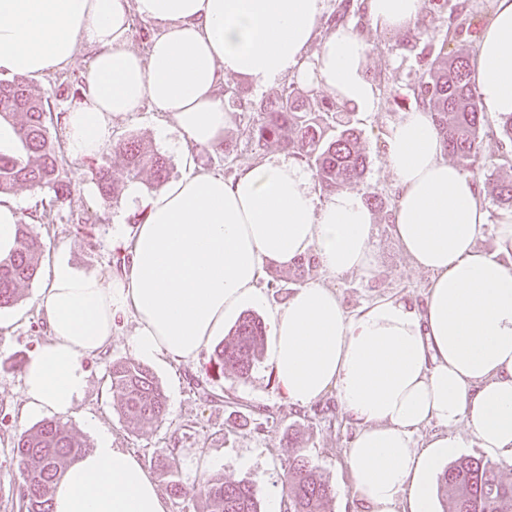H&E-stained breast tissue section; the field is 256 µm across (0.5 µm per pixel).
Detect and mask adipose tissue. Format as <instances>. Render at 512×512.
<instances>
[{
    "instance_id": "ef3b65f1",
    "label": "adipose tissue",
    "mask_w": 512,
    "mask_h": 512,
    "mask_svg": "<svg viewBox=\"0 0 512 512\" xmlns=\"http://www.w3.org/2000/svg\"><path fill=\"white\" fill-rule=\"evenodd\" d=\"M477 38L471 79L481 112L512 115V0H494ZM325 0H0V72L41 78L92 52L81 99L65 118L66 151L98 157L113 119L151 104L169 114L184 155L221 150L225 79L261 89L284 78L322 87L358 111H376L366 74L370 45L352 26L324 29ZM384 32L413 26L422 0H361ZM155 23L146 53L129 46L133 20ZM400 193L392 232L430 275L424 300L381 298L357 314L321 283L266 307L269 363L282 395L308 406L335 393L358 424L347 454L352 491L369 512H434V477L458 429L512 465V266L478 248L487 212L478 180L448 162L430 113H405L386 140ZM145 218L125 242L120 270L77 273L64 260L38 295L47 340L22 374L25 412H72L86 388V359L132 321L141 359L198 362L242 305L266 306L260 281L313 251L330 275L370 276L374 215L362 196L322 199L311 170L280 154L232 177L192 172L142 195ZM440 435L416 447L428 424ZM52 512H167L139 458L97 447L67 468Z\"/></svg>"
}]
</instances>
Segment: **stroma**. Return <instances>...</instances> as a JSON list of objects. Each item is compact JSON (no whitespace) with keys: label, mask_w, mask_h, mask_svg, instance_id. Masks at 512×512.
Here are the masks:
<instances>
[{"label":"stroma","mask_w":512,"mask_h":512,"mask_svg":"<svg viewBox=\"0 0 512 512\" xmlns=\"http://www.w3.org/2000/svg\"><path fill=\"white\" fill-rule=\"evenodd\" d=\"M493 0H447L442 13L433 15L426 29L412 32H381L366 21L358 27L371 43L367 60L368 76L384 81L377 111L354 113L360 132V148L368 160L364 179L353 190L363 196L374 214L372 239L375 269L370 277L355 274L331 276L316 269L311 279L334 288L344 308L354 312L373 300L392 297L412 303L422 302L430 276L416 269L403 253L391 232L390 212L396 194L394 175L383 152V143L403 113L416 105L407 94L419 70L418 56L404 47L406 39L416 38L418 45L439 46L451 16L465 11L473 22L471 34L449 43V51L472 54L477 33L487 23ZM88 63L86 53L53 75L32 80L39 92L53 95V113L70 110V91L61 90L64 80L80 78ZM170 118L143 106L140 111L116 118L111 139L133 134L170 160V179L187 174L180 150L170 134ZM482 152L486 167L477 171L483 184L488 222L478 245L488 254H496L494 227L502 218L504 206L498 204L494 184L512 180V142L503 139L499 123L484 119ZM62 177L74 191L62 206L50 208L46 195L24 187L8 193L20 214V221L33 225L46 248L38 277L22 288L18 302L0 310V512H18V469L12 455V443L37 419L23 414L22 372L35 349L47 339V326L37 305L53 264L68 260L79 271L106 275L112 269L117 238L130 237L141 217L139 202L103 201L89 181L84 162L65 159ZM52 211L53 221L41 220L44 211ZM91 217L92 227L80 230L78 221ZM285 266L270 267L260 282L266 298L265 307L245 306L241 316L265 320L266 306L284 303L298 281L289 279ZM133 323H124L112 335L105 353L85 363L87 387L72 414L62 421L88 446H95L98 433L110 436L115 447L134 452L149 470L159 487L169 480L183 485L196 484L209 473L225 481L251 487L261 512H270L272 504L287 503V468L289 458L304 453L316 463L323 479L336 495L325 506L326 512H366L363 502L352 493L347 465V450L357 432V425L342 410L334 394L299 408L281 396L276 378L266 357H259L248 378H240L232 369L215 363L214 349L204 351L195 364H176L159 359L149 368L163 388L168 415L157 427L140 430L117 411L118 397L110 389L109 370L116 360H132L128 341ZM167 451L168 465H160L157 456ZM209 469H201L202 460Z\"/></svg>","instance_id":"obj_1"}]
</instances>
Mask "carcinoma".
<instances>
[{
	"label": "carcinoma",
	"instance_id": "obj_1",
	"mask_svg": "<svg viewBox=\"0 0 512 512\" xmlns=\"http://www.w3.org/2000/svg\"><path fill=\"white\" fill-rule=\"evenodd\" d=\"M468 15L458 14L448 24L438 52L426 70L409 87L417 106L431 114L445 150L467 169L479 162L481 117L470 81V60L463 52L450 55L446 45L468 33ZM224 95L243 119V134L259 145L277 144L312 170L317 190L330 196L360 182L367 158L358 148L359 134L345 105L319 97L317 91L291 81L282 90L256 103L239 88L227 86ZM51 96L35 92L26 78L0 80V119L14 128L26 156L0 153V195L25 187L64 203L73 193L61 177L64 157L55 148L48 120ZM128 180L147 171L162 185L169 176V159L135 137L116 141L102 157L88 160L87 171L102 199L118 200L115 170ZM18 246L0 259V308H10L20 290L37 276L44 242L29 224L18 225ZM317 267V257L300 260L293 277L303 281ZM263 326L254 318L242 319L215 350L220 366L230 365L244 377L252 370L263 343ZM111 390L119 393V414L142 427L162 423L167 412L166 395L153 372L145 365L114 361L109 372ZM88 451L58 420H43L21 434L12 454L21 477L25 512H52L50 490L66 466ZM167 489L178 498L202 497L207 512H260L258 501L245 484L206 478L188 489L171 480ZM438 490L446 502L442 512H512V482L499 475L498 464L483 458L460 457L438 477ZM335 489L319 473L309 457L288 459L287 512H322Z\"/></svg>",
	"mask_w": 512,
	"mask_h": 512
}]
</instances>
